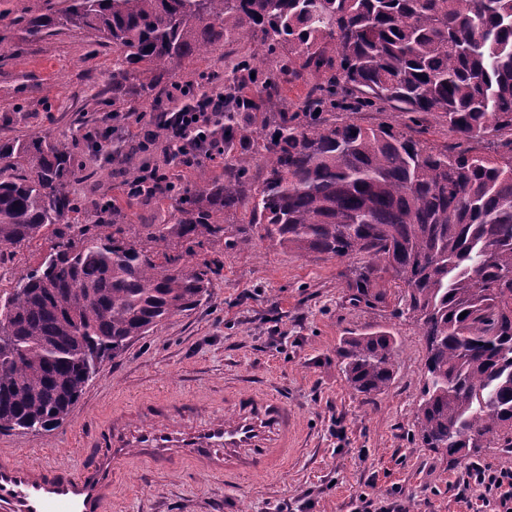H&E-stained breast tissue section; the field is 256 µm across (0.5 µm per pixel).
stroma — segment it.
<instances>
[{"label": "stroma", "instance_id": "obj_1", "mask_svg": "<svg viewBox=\"0 0 512 512\" xmlns=\"http://www.w3.org/2000/svg\"><path fill=\"white\" fill-rule=\"evenodd\" d=\"M48 0H0V136L47 132L71 143V196L85 207L106 196L125 203L123 180L95 158L84 128L112 111L152 112L168 85L141 93L136 81L112 85V50L72 30L32 41L20 17L45 12ZM223 240L195 246L213 261L210 294L191 310L107 357L70 417L42 432H0V460L87 463L113 413L138 416L144 395L174 407L196 406L199 419L224 414V392L265 388L296 412L299 438L287 466L266 476L227 481L189 465L132 466L118 472L111 512H274L312 500L310 512H352L355 498L399 488L409 512H467L456 500L463 462L425 446L415 415L422 396L426 344L408 317L395 316L399 289L383 300H354L350 287L365 260L299 254L269 245L243 213L223 218ZM48 238L0 254V289L47 255ZM390 332L395 375L380 395L355 393L338 348L344 337Z\"/></svg>", "mask_w": 512, "mask_h": 512}]
</instances>
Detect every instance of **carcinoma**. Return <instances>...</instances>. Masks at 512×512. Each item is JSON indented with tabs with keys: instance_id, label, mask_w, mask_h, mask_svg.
I'll use <instances>...</instances> for the list:
<instances>
[{
	"instance_id": "1",
	"label": "carcinoma",
	"mask_w": 512,
	"mask_h": 512,
	"mask_svg": "<svg viewBox=\"0 0 512 512\" xmlns=\"http://www.w3.org/2000/svg\"><path fill=\"white\" fill-rule=\"evenodd\" d=\"M21 20L33 40L79 29L112 47V83L144 79L154 91L213 47L254 43L231 68L203 72L197 91L236 86L258 55L278 59L264 82L314 74L297 111L265 117L270 141L254 150L239 117L224 112L229 176L200 173L177 195L174 224L143 243L127 210L77 206L72 146L47 135L0 139V247L47 234L50 252L0 292V431H49L69 416L93 377L89 354L191 310L207 295L211 262L172 239L221 238L226 210L247 206L273 246L366 264L349 287L369 296L382 275L404 289L406 314L426 343L416 412L421 442L455 456L512 449V0H63ZM402 113V126H363L324 112ZM427 116L464 148L412 135ZM487 143L493 153L480 151ZM136 180V145L117 142ZM266 176L249 187L255 154ZM466 316H461L462 312ZM396 346L387 332L347 336L340 350L358 394L387 390Z\"/></svg>"
}]
</instances>
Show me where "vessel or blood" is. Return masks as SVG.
I'll return each instance as SVG.
<instances>
[{
  "label": "vessel or blood",
  "instance_id": "1",
  "mask_svg": "<svg viewBox=\"0 0 512 512\" xmlns=\"http://www.w3.org/2000/svg\"><path fill=\"white\" fill-rule=\"evenodd\" d=\"M226 415L200 422L158 421L160 404L143 402L140 419L107 426L99 452L72 470L35 462L0 460V512H110L119 467L193 463L212 473H265L283 469L295 434L287 402L253 391L224 395Z\"/></svg>",
  "mask_w": 512,
  "mask_h": 512
}]
</instances>
